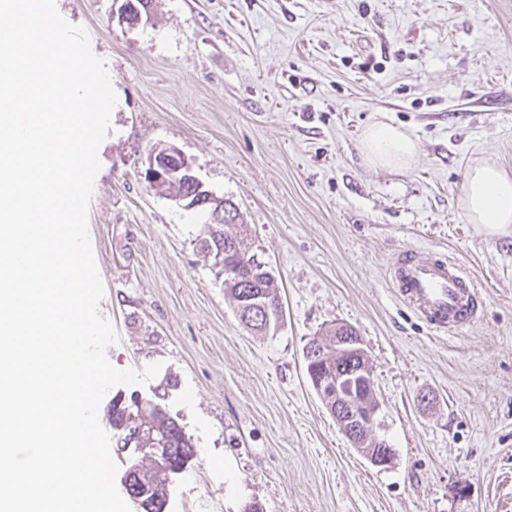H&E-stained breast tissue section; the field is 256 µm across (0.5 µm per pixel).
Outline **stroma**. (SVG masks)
<instances>
[{
    "label": "stroma",
    "instance_id": "stroma-1",
    "mask_svg": "<svg viewBox=\"0 0 512 512\" xmlns=\"http://www.w3.org/2000/svg\"><path fill=\"white\" fill-rule=\"evenodd\" d=\"M122 4L56 0L117 96L88 209L107 356L159 367L110 393L160 403L195 446L163 512H512V236L459 206L475 161L512 171V0H152L138 21ZM376 121L416 140L407 170L363 160ZM159 143L238 208L227 232L246 229L281 286L274 333L240 323L196 245L204 215L145 181ZM406 248L463 265L483 317L439 335L400 305L389 267ZM335 322L363 339L388 466L306 373Z\"/></svg>",
    "mask_w": 512,
    "mask_h": 512
}]
</instances>
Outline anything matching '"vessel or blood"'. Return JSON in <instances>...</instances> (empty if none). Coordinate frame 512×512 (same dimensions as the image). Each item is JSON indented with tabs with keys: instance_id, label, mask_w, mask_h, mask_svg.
<instances>
[{
	"instance_id": "b4317fda",
	"label": "vessel or blood",
	"mask_w": 512,
	"mask_h": 512,
	"mask_svg": "<svg viewBox=\"0 0 512 512\" xmlns=\"http://www.w3.org/2000/svg\"><path fill=\"white\" fill-rule=\"evenodd\" d=\"M391 282L398 301L436 333L461 331L478 318V289L447 256L427 258L414 249L402 251L391 268Z\"/></svg>"
}]
</instances>
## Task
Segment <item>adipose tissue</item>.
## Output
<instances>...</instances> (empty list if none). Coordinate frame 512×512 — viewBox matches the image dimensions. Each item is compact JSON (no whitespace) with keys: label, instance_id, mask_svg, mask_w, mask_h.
<instances>
[{"label":"adipose tissue","instance_id":"adipose-tissue-1","mask_svg":"<svg viewBox=\"0 0 512 512\" xmlns=\"http://www.w3.org/2000/svg\"><path fill=\"white\" fill-rule=\"evenodd\" d=\"M360 152L374 167L401 172L417 159V143L399 126L371 124L365 131ZM462 212L483 235H512V173L498 164L481 161L467 172L459 200Z\"/></svg>","mask_w":512,"mask_h":512}]
</instances>
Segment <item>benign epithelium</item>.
<instances>
[{"mask_svg": "<svg viewBox=\"0 0 512 512\" xmlns=\"http://www.w3.org/2000/svg\"><path fill=\"white\" fill-rule=\"evenodd\" d=\"M144 177L153 186H162L176 174H182L197 186L196 196L178 195L175 200L186 209L204 205L212 206L215 223H225L224 200L218 199L204 189L203 183L194 175L192 163L174 146L158 143L154 145L144 160ZM351 355L360 356L361 365L350 372H338L334 376L318 378L311 376L315 391L323 396L328 392L336 395V406L330 409L331 415L340 425L343 433L353 447L366 457L374 466L383 467L392 462L393 450L387 441L377 432L380 423L378 413L380 406L377 399L359 400L355 397L354 387L363 382L372 383L371 374L366 370V351L363 340L357 331L347 325L343 334L336 336L335 357L338 359ZM171 460L155 449V452L133 460L128 468L130 477L141 478L144 473L150 474L156 469L168 467Z\"/></svg>", "mask_w": 512, "mask_h": 512, "instance_id": "7a95c632", "label": "benign epithelium"}]
</instances>
